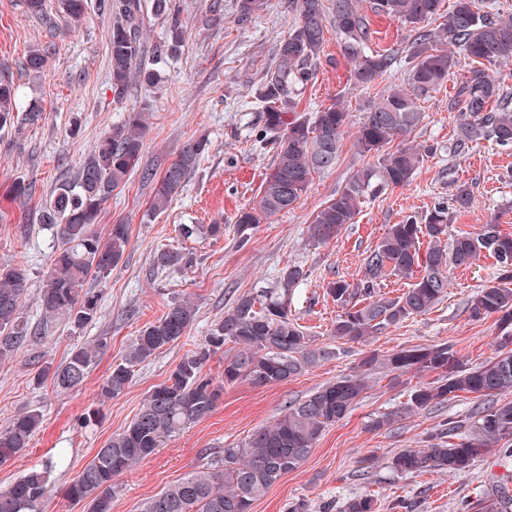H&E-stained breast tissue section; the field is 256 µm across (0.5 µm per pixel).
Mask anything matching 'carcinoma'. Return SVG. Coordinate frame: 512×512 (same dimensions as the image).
Returning a JSON list of instances; mask_svg holds the SVG:
<instances>
[{
    "label": "carcinoma",
    "instance_id": "obj_1",
    "mask_svg": "<svg viewBox=\"0 0 512 512\" xmlns=\"http://www.w3.org/2000/svg\"><path fill=\"white\" fill-rule=\"evenodd\" d=\"M444 0H369L370 10L411 28L413 40L406 84L395 85L371 102L359 122L356 144L363 153L378 154L377 164L356 172L317 210L307 227V238L326 244L353 223L361 200L375 187H405L423 159L411 143L393 151L385 145L405 135L423 121L417 101L443 86L462 56L477 64L455 102L462 116L457 126L454 151L462 152L482 139L500 146L512 144V91L504 87L492 67L512 58V13L494 4L480 9L476 0H453L442 14ZM360 0H300L298 21L282 40L273 69L266 73L259 92L261 128L256 141L268 139L275 145L271 172L263 185L259 203L235 216L242 240L263 218L293 209L308 191L315 173L333 168L340 142L352 126V115L338 101L313 116L297 113L302 90L314 77L312 63L324 44L326 23L332 22L345 55L353 62L350 85L368 90L383 81L395 64V55L373 51L368 46L366 15ZM116 20L109 35L112 89L124 94L135 80L153 84L154 71L142 66L139 21L144 0H117ZM444 17L435 28L430 21ZM47 63L46 52L35 48L20 66L40 72ZM17 88L13 78L0 74V130L37 123L42 111L29 107L17 114ZM498 103L497 110L489 108ZM149 115L138 112L112 126L96 142L73 179L60 183L50 195L42 221L56 228L49 266L38 285V308L42 322L68 317L76 329L97 317L99 295L87 288L93 276L109 273L121 260L129 241L130 225L122 220L110 225L107 237L97 231L102 212L112 192L123 187L135 172L155 181L150 210L160 213L181 190L188 175L197 168L208 146L204 137L188 143L160 178L140 168L149 130ZM470 190L461 186L452 205L436 204L418 222L412 215L392 224L365 259L364 277L358 284L333 279L326 293L341 307L331 336L345 342H366L379 330L430 311L447 294L450 274L469 268L490 254L499 264L496 282L478 289L467 310L474 320L496 317L501 329L497 349L488 359L471 365L455 346L447 342L403 348L386 356H364L352 373L314 391L304 401L288 403L271 425L255 431L242 447H227L214 466L188 474L161 494L143 503L141 512H250L253 502L264 496L282 476L307 459L326 428L344 418L369 389L373 371L415 370L434 373L431 384L417 386L408 402L376 417L372 427L380 429L398 419L421 411L440 410L459 393L482 399L467 422L443 419L425 440L423 448H402L390 459V468L400 474L428 471L465 475L488 455L512 457V400L499 395L512 392V236L503 235L495 224L475 233L448 239V224L457 211L470 206ZM190 237L198 233L224 234V225L184 226ZM428 238L425 255L419 254L420 238ZM158 269L191 266L186 255L174 250L154 253ZM387 276L409 281L397 297L375 292ZM306 277L298 265L280 270L277 287L260 295L238 297L204 339L187 351L168 377L154 386L141 409L83 467L65 490L73 505L86 512H112L115 480L133 465L152 455L164 440L188 424L211 415L224 394V385L239 380L255 387L277 385L326 355L313 347L309 336L289 308L294 289ZM32 288L28 269L22 264L0 268V363L17 353L20 346L37 338L21 316V304ZM197 308L186 298L172 303L156 322L141 330L121 362L99 387L104 402L125 393L135 368L155 353L185 336ZM232 345L224 356V382L203 375L210 356ZM105 343L97 340L71 352L55 369L44 368L38 378L51 377L60 389L81 386ZM42 423L35 410L21 413L0 428V465L28 448ZM55 462L35 465L13 485L0 491V512H47L52 494L51 473ZM371 495L348 500L341 512H379ZM463 512H512V488L498 478L489 482L481 498L462 504Z\"/></svg>",
    "mask_w": 512,
    "mask_h": 512
}]
</instances>
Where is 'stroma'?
I'll return each mask as SVG.
<instances>
[{"mask_svg": "<svg viewBox=\"0 0 512 512\" xmlns=\"http://www.w3.org/2000/svg\"><path fill=\"white\" fill-rule=\"evenodd\" d=\"M100 3L86 0L83 16L75 20L64 12L61 0H46L40 18L27 13L24 0H0V73L13 76L20 108L34 102L43 113L39 123L21 132H0V266L24 264L32 281L41 280L54 244L41 220L51 191L73 178L100 135L130 113L151 115L141 164L154 174H161L191 140L205 136L209 146L183 190L161 213L150 214L153 185L139 175L113 192L98 229L107 232L121 219L129 224L130 237L118 265L106 277L88 282L100 298L96 319L76 329L66 317L56 318L42 340L21 347L0 365V427L29 410L38 411L43 420L26 451L0 465V491L31 466L59 456L63 462L53 471L48 512H84L64 498L81 467L123 429L152 387L208 334L237 297L274 287L279 271L290 265L301 266L307 274L292 296V314L315 346L326 348L325 358L286 382L258 388L246 381L225 384L224 356H212L204 372L225 385L216 410L173 434L118 477L112 512H140L150 497L207 468L225 447L244 443L258 428L273 423L288 403L351 373L368 352L386 355L449 342L473 365L492 356L499 337L496 320H472L467 302L495 278L493 257L455 270L447 296L428 313L388 326L363 343L331 338L340 308L325 293L331 279H362L364 259L389 225L408 215L424 216L435 202L451 199L460 185L468 186L472 204L454 214L449 234L475 232L494 222L512 235V146L483 140L460 154L452 150L458 112L450 104L469 75L468 61H461L447 83L421 101L426 117L419 127L407 138L393 140L397 146L406 140L431 148L409 185L367 193L353 224L338 239L325 245L309 241L313 214L357 170L376 162L373 154L359 151L353 135H346L335 167L314 174L293 209L262 220L243 243L234 218L238 211L256 207L274 160L272 146L255 141L256 97L280 41L296 22L294 5L291 0H268L263 12L242 24L240 0H171L172 15L184 32L178 42L171 37L169 17L145 12L141 60L158 71L160 81L153 86L133 82L119 97L112 91L107 45L114 17L102 12ZM367 21L370 48L396 52L399 64L373 89H351L352 64L335 28L327 27L315 75L300 96V111L312 113L341 99L358 120L368 100L405 80L409 30L373 13ZM34 46L48 54L47 68L37 76L20 68ZM18 182L30 185L31 195L13 198L10 190ZM216 223L223 224V236L182 233L186 225ZM164 249L188 254L191 267H154V253ZM185 297L197 305L185 336L138 366L124 394L100 401L99 387L113 363L121 361L142 329ZM99 338L106 339L107 348L82 386L60 391L35 382L38 369L56 367L76 346ZM434 379V374L413 370L377 371L358 405L327 428L305 462L256 500L251 512H284L294 499L307 501L310 512H338L347 499L366 494L378 499L380 512H394L400 500L414 503V512H458L461 501L478 499L491 476L506 472L496 457L483 458L462 476H403L389 466L400 449L423 447L443 418L467 420L479 405L475 395L460 392L439 411H423L379 430L371 427L373 418L396 409L416 386ZM368 458L374 459L373 468H364Z\"/></svg>", "mask_w": 512, "mask_h": 512, "instance_id": "stroma-1", "label": "stroma"}]
</instances>
